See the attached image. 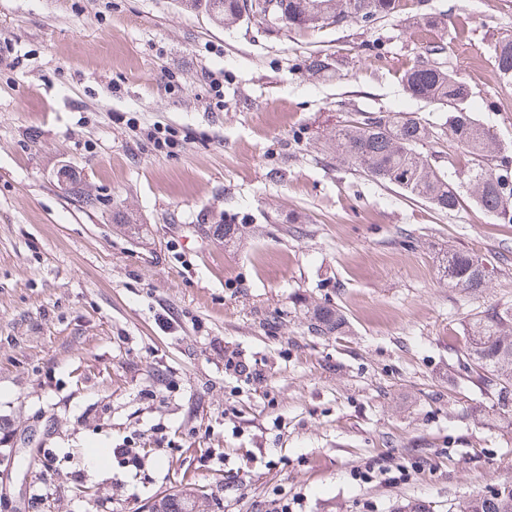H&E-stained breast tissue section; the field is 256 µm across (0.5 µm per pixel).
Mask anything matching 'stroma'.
<instances>
[{"mask_svg":"<svg viewBox=\"0 0 512 512\" xmlns=\"http://www.w3.org/2000/svg\"><path fill=\"white\" fill-rule=\"evenodd\" d=\"M420 10L439 25L0 0V512H142L184 485L199 512H448L512 483V432L475 421L495 399L462 355L473 314L512 306V224L438 213L324 147L365 112L440 127L400 82L437 41L512 155L493 55L512 0ZM315 55L331 77L309 71ZM451 245L502 253L482 291L440 277ZM323 304L348 335L315 331ZM368 465L410 475L357 480Z\"/></svg>","mask_w":512,"mask_h":512,"instance_id":"stroma-1","label":"stroma"}]
</instances>
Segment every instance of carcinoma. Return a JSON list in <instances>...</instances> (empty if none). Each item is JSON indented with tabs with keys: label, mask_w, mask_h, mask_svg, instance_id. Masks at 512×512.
I'll return each instance as SVG.
<instances>
[{
	"label": "carcinoma",
	"mask_w": 512,
	"mask_h": 512,
	"mask_svg": "<svg viewBox=\"0 0 512 512\" xmlns=\"http://www.w3.org/2000/svg\"><path fill=\"white\" fill-rule=\"evenodd\" d=\"M409 0H275L271 19L286 28H326L339 19L344 24H363L406 12ZM217 20L235 22L246 13L245 0H208ZM500 75L512 78V37L494 48ZM411 97L447 109L441 128L431 129L411 112L366 113L338 126L325 146L336 159L372 180L392 185L429 203L440 213L462 207L460 185L434 168L430 147L438 137L448 147L467 156L464 172L471 203L502 224H512V189H500L497 167L509 155L490 131L483 128L469 106V86L448 68L426 67L416 58L401 76ZM496 254L484 257L448 248L441 277L448 286L475 292L487 284L488 266ZM314 328L339 334L346 320L339 309L319 306L313 310ZM465 368L470 381L492 391L499 416L512 427V306H489L464 326ZM448 512H512V484L491 487L448 508Z\"/></svg>",
	"instance_id": "obj_1"
}]
</instances>
